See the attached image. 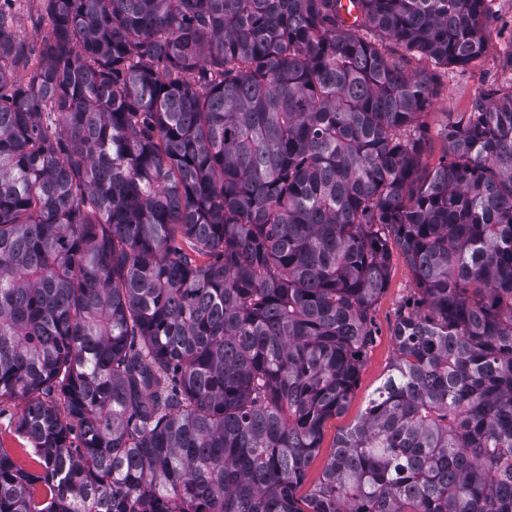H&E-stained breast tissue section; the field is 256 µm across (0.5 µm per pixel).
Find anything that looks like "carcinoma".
<instances>
[{"label":"carcinoma","instance_id":"cac0c4a2","mask_svg":"<svg viewBox=\"0 0 512 512\" xmlns=\"http://www.w3.org/2000/svg\"><path fill=\"white\" fill-rule=\"evenodd\" d=\"M352 2L43 0L23 78L0 9V399L42 466L0 451V512H512V91L420 165L488 0ZM394 245V362L299 496Z\"/></svg>","mask_w":512,"mask_h":512}]
</instances>
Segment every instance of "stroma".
<instances>
[{
	"instance_id": "35a3bbf8",
	"label": "stroma",
	"mask_w": 512,
	"mask_h": 512,
	"mask_svg": "<svg viewBox=\"0 0 512 512\" xmlns=\"http://www.w3.org/2000/svg\"><path fill=\"white\" fill-rule=\"evenodd\" d=\"M487 7L493 21L486 34L483 55L465 66L437 70L433 104L419 119L428 138L421 158L423 169H434L447 150L446 142L439 135L441 129L471 111L478 95L492 88L512 86V0H489ZM10 11L14 31L28 48L30 65H37L41 38L50 30L41 0H13ZM414 288L410 266L401 253H394L388 286L372 310L374 338L357 386L345 412L326 422L319 451L307 469L299 495H307L318 482L336 438L351 426L387 373L395 355L392 331L396 318ZM25 407V400L19 398L0 400V447L17 463L30 469L34 462L25 451L27 442L16 431V422Z\"/></svg>"
}]
</instances>
